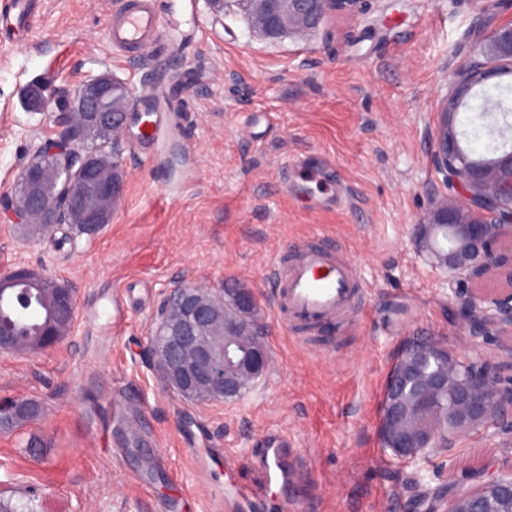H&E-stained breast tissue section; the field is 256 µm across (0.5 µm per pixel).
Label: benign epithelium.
Here are the masks:
<instances>
[{"label":"benign epithelium","instance_id":"1","mask_svg":"<svg viewBox=\"0 0 512 512\" xmlns=\"http://www.w3.org/2000/svg\"><path fill=\"white\" fill-rule=\"evenodd\" d=\"M252 27L275 39L283 33L307 35L335 16L369 12L371 0H235ZM512 66V23L500 25L476 45L461 70L452 94L437 113L432 162L457 189L462 207L442 203L428 220L414 225L423 242L448 231V251L429 254L446 270L442 284L457 307L460 324L473 339L512 335V270L508 287L491 296L470 287L475 279L512 263V153L488 164H475L459 145L455 117L474 85L489 82ZM63 111L64 129L46 139L20 172V194L12 203L20 224L49 230L58 224L99 233L112 221L121 197L117 161L85 147L118 143L136 108L134 87L109 73L88 77L74 92L54 98ZM0 290L23 313L45 292L52 293L56 335L74 326V292L23 265L0 275ZM255 297L238 295L235 308L224 307V289L182 285L163 299L152 348L164 383L191 397L203 391L207 401L236 397L267 371L269 361L261 332L248 331ZM448 395V414L440 419L435 401ZM381 423L387 447L416 457L442 447V440L482 431L490 437L512 436V376L486 360L454 352L436 342L406 349L388 377ZM448 512H512V477H498L449 499Z\"/></svg>","mask_w":512,"mask_h":512}]
</instances>
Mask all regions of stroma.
<instances>
[{
	"label": "stroma",
	"instance_id": "1",
	"mask_svg": "<svg viewBox=\"0 0 512 512\" xmlns=\"http://www.w3.org/2000/svg\"><path fill=\"white\" fill-rule=\"evenodd\" d=\"M118 0H43L35 23L0 41V272L25 264L70 286L72 332L35 353L0 352V398L33 399L41 415L0 431V499L20 512H225L224 456L264 494L247 458L259 435L285 431L314 481L306 512H448L449 485L512 476V441L483 433L400 459L380 428L385 385L409 341L433 339L501 366L512 340L470 341L440 271L417 251L413 228L455 195L432 163L436 118L460 66L512 0H373L367 14L334 17L306 38L270 41L245 13L194 0L200 41L121 59L106 41ZM110 71L145 88L182 83L180 132L163 165L136 147L119 156L123 194L93 236L69 225L43 233L9 208L18 175L41 140L56 137L55 109L26 93L71 91ZM307 155L318 181L291 172ZM304 242L350 259L364 288L355 326L336 322L287 334L264 272ZM233 283L260 308L269 368L242 399H186L163 383L151 355L153 318L173 289ZM133 295L121 330L112 300ZM138 397L144 448L115 444L112 403ZM44 446L32 451L29 437Z\"/></svg>",
	"mask_w": 512,
	"mask_h": 512
}]
</instances>
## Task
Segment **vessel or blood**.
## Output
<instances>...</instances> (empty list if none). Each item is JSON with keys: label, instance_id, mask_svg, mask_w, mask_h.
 Returning a JSON list of instances; mask_svg holds the SVG:
<instances>
[{"label": "vessel or blood", "instance_id": "obj_1", "mask_svg": "<svg viewBox=\"0 0 512 512\" xmlns=\"http://www.w3.org/2000/svg\"><path fill=\"white\" fill-rule=\"evenodd\" d=\"M41 0H0V40L29 27L37 17ZM192 0H172L168 13H161L154 0H120L113 11L108 40L113 50L135 58L162 45L178 47L197 38L194 27L185 26L192 16ZM162 90H147L140 102L142 111L152 120L144 135L152 160H159L171 130L161 104ZM270 277L273 302L285 329L296 333L299 325L331 322L356 315L362 290L353 265L316 247L299 248L292 261L275 259ZM259 450L251 461L267 486L305 485L311 479L308 467L289 453L293 443L287 433L266 432L258 438ZM252 497L241 482L224 483L226 512H241Z\"/></svg>", "mask_w": 512, "mask_h": 512}]
</instances>
